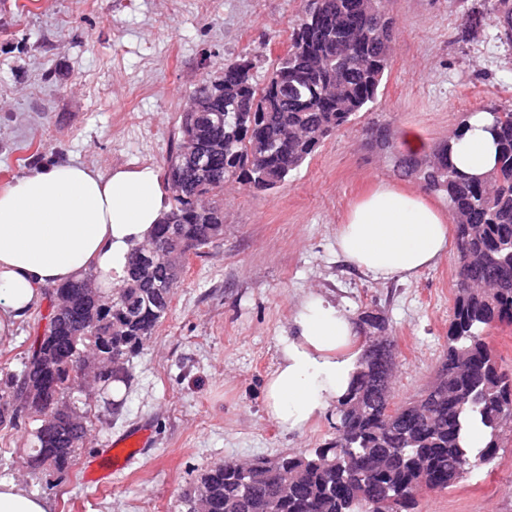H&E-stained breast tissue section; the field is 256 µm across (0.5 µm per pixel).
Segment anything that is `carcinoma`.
<instances>
[{
  "label": "carcinoma",
  "instance_id": "1",
  "mask_svg": "<svg viewBox=\"0 0 512 512\" xmlns=\"http://www.w3.org/2000/svg\"><path fill=\"white\" fill-rule=\"evenodd\" d=\"M392 21L383 0H310L286 55L258 85L249 62L226 61L194 93L198 111L184 112L180 138L168 156L171 210L156 225L144 254L167 252L140 267L129 261L109 304L91 298L83 279L52 295L69 310L43 316L31 355L0 389V428L18 414L42 417L55 398L79 387L71 338L76 334L118 360L99 389L129 386L133 359L165 319L187 254L224 235V184L272 189L334 132L374 102L390 67ZM499 146L496 167L469 176L451 162L452 141L432 151L422 178L448 197L456 220L458 268L443 356L434 380L413 400L392 406L394 364L361 353L347 394L336 404V436L309 454H282L209 467L197 483L208 495L179 499L178 512H414L422 487L442 492L471 468L493 464L504 431L512 432V373L485 333L512 326V111L489 113ZM206 168L196 167V149ZM366 336L386 332L380 314L366 311ZM40 386L43 396L29 399ZM480 423L488 442L473 453L468 429ZM91 435L88 411L78 422L34 436L27 463L67 470Z\"/></svg>",
  "mask_w": 512,
  "mask_h": 512
}]
</instances>
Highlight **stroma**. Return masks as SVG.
<instances>
[{
  "instance_id": "obj_1",
  "label": "stroma",
  "mask_w": 512,
  "mask_h": 512,
  "mask_svg": "<svg viewBox=\"0 0 512 512\" xmlns=\"http://www.w3.org/2000/svg\"><path fill=\"white\" fill-rule=\"evenodd\" d=\"M307 0H0V189L59 158L100 168L166 170L179 115L204 78L227 60L265 78L290 45ZM483 11L462 36L469 8ZM486 0H388L391 64L374 104L327 138L279 187H224V235L187 259L169 312L133 362L120 410L96 402L94 428L71 468L31 470L25 450L39 422L25 414L0 430V480L49 499L52 512H176L210 465L310 452L329 440L327 410L303 430L266 412L263 387L277 339L299 300L322 292L360 317L384 315L395 340L392 384L401 404L434 376L454 299L455 255L403 281L380 283L336 254L350 205L375 184L442 193L405 173V130L427 150L475 113L512 108V44ZM36 305L16 339L0 344V382L44 328ZM146 427L149 443L110 484L83 466L108 442ZM416 512H512V433L491 467L445 492H425Z\"/></svg>"
}]
</instances>
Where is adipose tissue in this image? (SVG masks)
I'll return each instance as SVG.
<instances>
[{"instance_id": "adipose-tissue-1", "label": "adipose tissue", "mask_w": 512, "mask_h": 512, "mask_svg": "<svg viewBox=\"0 0 512 512\" xmlns=\"http://www.w3.org/2000/svg\"><path fill=\"white\" fill-rule=\"evenodd\" d=\"M490 119L477 114L451 161L480 176L495 165ZM170 209L156 166L106 168L43 163L0 191V343L12 340L44 289L92 271L111 293L131 253ZM345 263L377 281L406 279L448 251V218L425 198L382 183L358 199L336 231ZM349 313L311 292L264 386L265 411L284 430L310 424L348 390L359 352ZM0 512H51L47 499L16 480H0Z\"/></svg>"}]
</instances>
